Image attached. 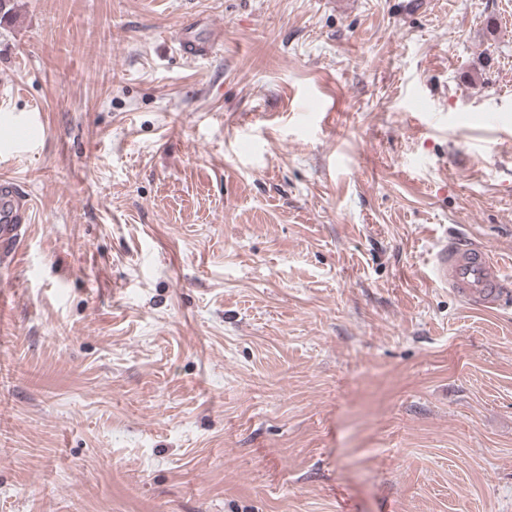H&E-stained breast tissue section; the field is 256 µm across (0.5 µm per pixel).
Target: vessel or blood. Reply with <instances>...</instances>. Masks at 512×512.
<instances>
[{
  "label": "vessel or blood",
  "instance_id": "vessel-or-blood-1",
  "mask_svg": "<svg viewBox=\"0 0 512 512\" xmlns=\"http://www.w3.org/2000/svg\"><path fill=\"white\" fill-rule=\"evenodd\" d=\"M192 24H185L179 41L182 54L190 60L213 56L222 45L221 31L208 39L192 37ZM27 219V209L17 184L0 179V246L12 243L20 224ZM430 273L434 282L448 287L464 302L484 310H494L512 301V267L502 264L485 248L473 247L455 237H443L433 254Z\"/></svg>",
  "mask_w": 512,
  "mask_h": 512
}]
</instances>
